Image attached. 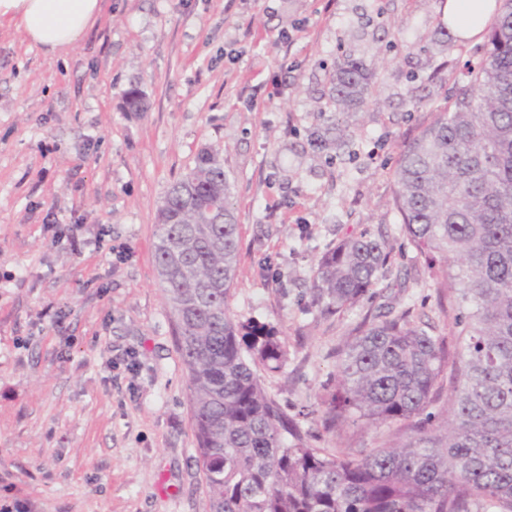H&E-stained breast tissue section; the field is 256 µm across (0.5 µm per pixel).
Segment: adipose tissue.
I'll return each instance as SVG.
<instances>
[{
  "mask_svg": "<svg viewBox=\"0 0 512 512\" xmlns=\"http://www.w3.org/2000/svg\"><path fill=\"white\" fill-rule=\"evenodd\" d=\"M496 0H446L443 14L460 39L482 34ZM100 0H0V26L20 29L30 45L57 54L75 45L94 24Z\"/></svg>",
  "mask_w": 512,
  "mask_h": 512,
  "instance_id": "obj_1",
  "label": "adipose tissue"
}]
</instances>
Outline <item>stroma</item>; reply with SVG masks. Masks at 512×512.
I'll list each match as a JSON object with an SVG mask.
<instances>
[{"mask_svg":"<svg viewBox=\"0 0 512 512\" xmlns=\"http://www.w3.org/2000/svg\"><path fill=\"white\" fill-rule=\"evenodd\" d=\"M445 0H102L63 55L0 29V512H209L189 376L154 263L168 188L218 151L239 226L235 321L277 328L266 392L320 448L338 349L387 307L458 346L456 293L407 243L392 199L403 145L484 38L447 51ZM366 60L373 106L329 104L333 63ZM139 88L144 112L125 108ZM84 244L74 254L68 235ZM370 233L391 247L376 295L312 303L321 255Z\"/></svg>","mask_w":512,"mask_h":512,"instance_id":"35a3bbf8","label":"stroma"}]
</instances>
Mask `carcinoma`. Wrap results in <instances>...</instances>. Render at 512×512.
Listing matches in <instances>:
<instances>
[{"label": "carcinoma", "instance_id": "obj_1", "mask_svg": "<svg viewBox=\"0 0 512 512\" xmlns=\"http://www.w3.org/2000/svg\"><path fill=\"white\" fill-rule=\"evenodd\" d=\"M329 103L369 106L365 61H336ZM130 112L142 92L125 93ZM400 153L394 206L416 251L442 260L443 286L464 308L461 345L405 314L352 329L339 378L323 400L324 427L396 424L400 444L356 457L317 448L263 388L256 366L278 371L274 327L236 323L229 310L238 224L224 164L204 152L158 209L155 262L190 381L194 460L210 512H512V0L489 24L478 63ZM389 257L362 234L323 254L313 301L339 313L373 294ZM459 381L445 419L431 411L445 369Z\"/></svg>", "mask_w": 512, "mask_h": 512}]
</instances>
